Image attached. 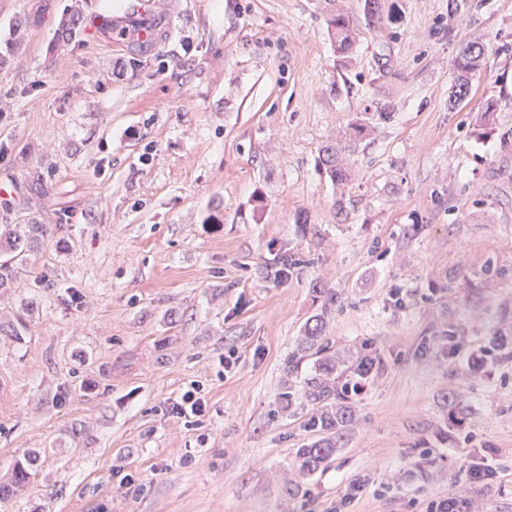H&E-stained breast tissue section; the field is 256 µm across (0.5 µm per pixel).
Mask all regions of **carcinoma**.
<instances>
[{
    "label": "carcinoma",
    "mask_w": 512,
    "mask_h": 512,
    "mask_svg": "<svg viewBox=\"0 0 512 512\" xmlns=\"http://www.w3.org/2000/svg\"><path fill=\"white\" fill-rule=\"evenodd\" d=\"M364 18L369 26L380 25V0H365ZM327 25L338 57L348 58L356 40L354 19L346 13L335 12L329 15ZM486 53L485 45L471 43L456 56L454 101L460 103L469 95L470 75L481 68ZM319 160L331 182L342 184L348 180L349 172L339 159L336 147H323ZM50 231V225L36 221L0 225V288L10 286L35 244L45 239ZM298 265L295 255L283 251L275 256L267 272L283 281L294 274ZM312 292L322 298L321 312L311 317L295 348L288 354L286 378L277 398L279 412L297 407L307 409L303 426L314 439L297 449L293 457V465L304 476L327 468L334 461L337 448L355 421L354 397L383 366L380 352L369 340L349 354L336 348V338L326 335L325 323V315L336 306V293L317 287L312 288ZM304 362L309 370L301 376L299 370ZM27 482L28 471L22 465L17 466L12 483L0 485V496L10 495Z\"/></svg>",
    "instance_id": "1"
}]
</instances>
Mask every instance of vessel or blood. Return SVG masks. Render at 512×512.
Segmentation results:
<instances>
[{
	"label": "vessel or blood",
	"instance_id": "1",
	"mask_svg": "<svg viewBox=\"0 0 512 512\" xmlns=\"http://www.w3.org/2000/svg\"><path fill=\"white\" fill-rule=\"evenodd\" d=\"M163 6V0H119L112 12L90 14L86 31L94 34L109 29L116 46L132 43L152 46L159 43L163 33L159 22Z\"/></svg>",
	"mask_w": 512,
	"mask_h": 512
}]
</instances>
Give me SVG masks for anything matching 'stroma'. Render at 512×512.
Masks as SVG:
<instances>
[{
	"label": "stroma",
	"mask_w": 512,
	"mask_h": 512,
	"mask_svg": "<svg viewBox=\"0 0 512 512\" xmlns=\"http://www.w3.org/2000/svg\"><path fill=\"white\" fill-rule=\"evenodd\" d=\"M363 4L172 0V37L136 55L59 35L111 0H0V183L46 186L0 224L53 227L0 289V485L31 474L0 512H414L448 492L512 512V477L460 473L476 448L512 459V0H381L371 29ZM335 10L360 23L344 63ZM470 42L489 55L456 105ZM282 251L300 266L277 281ZM316 286L339 296L329 335L384 368L292 496L309 434L275 407ZM188 390L200 414L175 411ZM319 160L331 182L343 184L348 180L349 172L339 159L335 146L323 147L319 152Z\"/></svg>",
	"instance_id": "stroma-1"
}]
</instances>
